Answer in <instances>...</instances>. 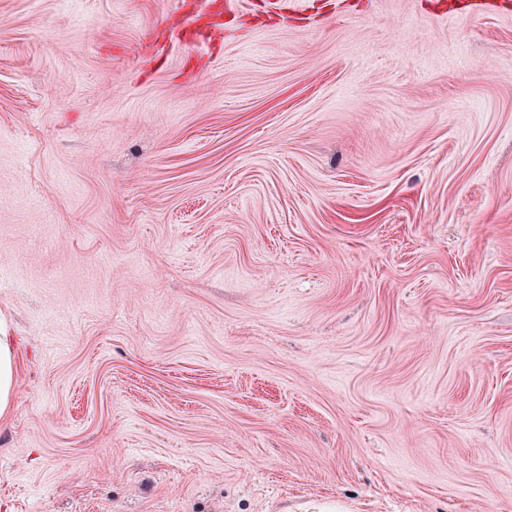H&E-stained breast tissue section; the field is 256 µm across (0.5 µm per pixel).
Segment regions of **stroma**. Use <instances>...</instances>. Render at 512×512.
<instances>
[{
	"instance_id": "obj_1",
	"label": "stroma",
	"mask_w": 512,
	"mask_h": 512,
	"mask_svg": "<svg viewBox=\"0 0 512 512\" xmlns=\"http://www.w3.org/2000/svg\"><path fill=\"white\" fill-rule=\"evenodd\" d=\"M0 0V512H512V0ZM18 372L17 352L9 326L0 317V419H6L13 407Z\"/></svg>"
}]
</instances>
